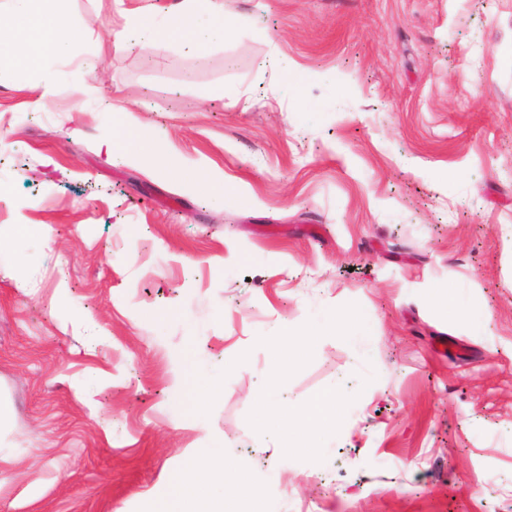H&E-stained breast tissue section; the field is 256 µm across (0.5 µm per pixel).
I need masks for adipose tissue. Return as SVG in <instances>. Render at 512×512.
Returning a JSON list of instances; mask_svg holds the SVG:
<instances>
[{
	"label": "adipose tissue",
	"instance_id": "1",
	"mask_svg": "<svg viewBox=\"0 0 512 512\" xmlns=\"http://www.w3.org/2000/svg\"><path fill=\"white\" fill-rule=\"evenodd\" d=\"M203 8L214 15L217 25L228 22L224 0H173L171 19L174 31L192 37L194 18ZM71 37L69 22L62 15H54L49 21L30 15L14 38V58L17 64L25 67L38 64L41 56L57 53ZM359 321L356 310L333 311L307 328L303 336L282 333L281 350L270 373L271 387H278L290 372L289 351L294 345L315 349L324 331L348 333ZM256 413L261 424L274 427L279 432L281 451L288 454L295 452L297 445L311 444L320 431L335 424L338 406L332 395L314 404L297 407L284 404L270 394L258 400ZM205 466L217 473L218 483L201 480L199 472ZM262 498L263 488L252 479L247 463L229 459L223 442L213 440L201 454L189 456L172 474L154 512H243V502Z\"/></svg>",
	"mask_w": 512,
	"mask_h": 512
}]
</instances>
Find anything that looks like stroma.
<instances>
[{
	"label": "stroma",
	"instance_id": "1",
	"mask_svg": "<svg viewBox=\"0 0 512 512\" xmlns=\"http://www.w3.org/2000/svg\"><path fill=\"white\" fill-rule=\"evenodd\" d=\"M167 2L55 0L28 74L0 29V512H150L219 438L270 512H512V0H227L253 24L198 52ZM147 3L160 43L116 47ZM152 137L168 169L101 147ZM352 307L279 391L339 422L282 457L278 336ZM72 37L68 20L54 14L50 22L36 14L29 15L25 26L16 34L13 55L23 67L37 65L40 57L55 54ZM176 388L182 393L184 403L199 408L208 400L215 397L218 392V386L215 379L198 381H179Z\"/></svg>",
	"mask_w": 512,
	"mask_h": 512
}]
</instances>
